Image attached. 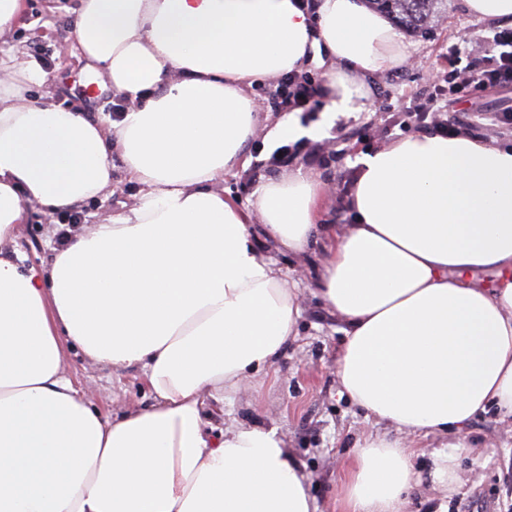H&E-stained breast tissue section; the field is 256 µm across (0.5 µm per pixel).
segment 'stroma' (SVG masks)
I'll list each match as a JSON object with an SVG mask.
<instances>
[{
  "label": "stroma",
  "instance_id": "1",
  "mask_svg": "<svg viewBox=\"0 0 512 512\" xmlns=\"http://www.w3.org/2000/svg\"><path fill=\"white\" fill-rule=\"evenodd\" d=\"M51 9L50 0H27L12 39L24 58L36 59L49 78L55 102L88 112L93 118L110 116L118 97L110 86L85 71L72 56L69 38L78 0H60ZM491 25L467 13L463 0H442L427 29L404 30L409 55L402 68L375 81L368 111L339 117L321 141L301 138L306 170L321 174L330 186V204L325 221L349 223L341 200L351 187L361 152L383 146L403 135L418 132L411 109L428 92L432 71L442 70L450 45L480 52ZM274 81L256 87L254 97L261 105V124L250 146V164L224 175L223 188L241 201L273 174L269 164L271 147L265 140L268 125L282 113L269 104ZM512 106V89L484 93L474 103L446 101L449 121L464 133L495 143L512 144V127H495L481 120L484 112ZM115 191L78 206L80 221L99 224L111 219L133 203L138 188L128 183L122 168L112 171ZM28 220L20 225L17 244L30 262L47 260L50 224H70L71 217L44 216L34 203H27ZM298 336L278 363L257 375L251 387L210 407L213 427L234 422L244 426L278 428L284 446L301 461L309 476V489L317 512H344L339 488L351 472L356 447L372 434L394 436L393 428L367 418L345 394L336 379L335 358L343 342L339 320L332 317L310 294L299 301ZM66 369L74 386L86 394L102 415L134 411L152 402L141 368L112 370L79 355H69ZM442 442L432 434L413 438L412 464L421 479L409 496L407 512H435L447 504L448 512H512V426L501 423L495 412L475 417L466 430V446L460 451L461 482L456 491L446 493L430 474L431 452Z\"/></svg>",
  "mask_w": 512,
  "mask_h": 512
}]
</instances>
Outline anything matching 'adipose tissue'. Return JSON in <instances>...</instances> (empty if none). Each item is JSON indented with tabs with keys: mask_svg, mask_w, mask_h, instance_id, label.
Instances as JSON below:
<instances>
[{
	"mask_svg": "<svg viewBox=\"0 0 512 512\" xmlns=\"http://www.w3.org/2000/svg\"><path fill=\"white\" fill-rule=\"evenodd\" d=\"M25 10L0 0V512H316L276 429L204 421L278 362L304 290L343 325V393L399 433L359 444L347 512H404L415 435L446 437L433 477L455 490L464 428L491 408L512 422V145L428 130L361 154L340 230L324 221L327 183L299 168L244 204L216 185L246 162L254 87L320 68L321 121L291 112L266 138L323 137L408 56L384 14L364 0H81L74 48L126 102L103 123L30 98L47 75L7 41ZM117 159L132 206L28 264L13 246L25 200L51 217L112 195ZM313 248L315 275L285 278L274 252ZM74 349L145 368L152 404L102 416L65 374Z\"/></svg>",
	"mask_w": 512,
	"mask_h": 512,
	"instance_id": "obj_1",
	"label": "adipose tissue"
}]
</instances>
